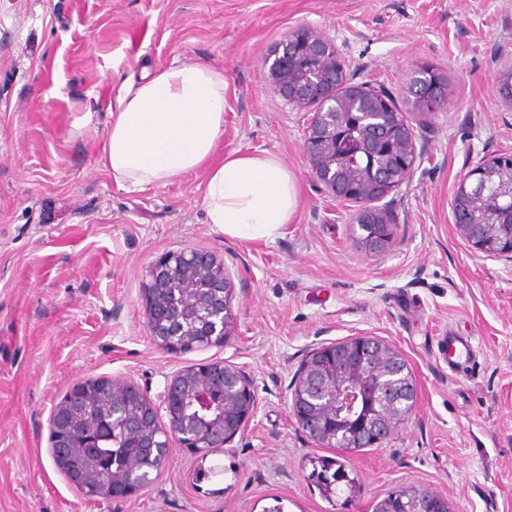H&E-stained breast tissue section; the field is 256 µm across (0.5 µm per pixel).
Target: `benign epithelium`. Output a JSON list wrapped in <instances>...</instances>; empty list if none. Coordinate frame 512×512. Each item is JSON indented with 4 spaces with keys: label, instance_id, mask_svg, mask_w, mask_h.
<instances>
[{
    "label": "benign epithelium",
    "instance_id": "1",
    "mask_svg": "<svg viewBox=\"0 0 512 512\" xmlns=\"http://www.w3.org/2000/svg\"><path fill=\"white\" fill-rule=\"evenodd\" d=\"M274 90L288 104L316 108L304 137L313 180L339 202L358 206L354 223L366 248L390 241L393 221L372 203L409 181L420 157L411 116L379 88L354 83L325 35L309 28L288 34L264 59ZM418 114L433 112L447 97L443 77L423 65L407 80ZM457 233L488 257L512 261V152L483 158L459 180L451 201ZM234 286L224 261L206 249L162 255L142 289L149 336L180 355L227 343L235 323ZM289 411L298 426L325 448L380 445L412 415L416 386L403 357L386 342L360 335L313 349L288 386ZM194 398L208 416L192 418ZM257 410L249 373L222 361L185 367L167 381L159 401L120 378L75 383L54 405L49 444L59 470L83 494L124 501L148 488L167 463L172 443L206 454L231 443ZM121 435L134 449L124 470L89 487L71 466L80 448ZM398 507L381 512H441L445 497L404 487Z\"/></svg>",
    "mask_w": 512,
    "mask_h": 512
}]
</instances>
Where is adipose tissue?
I'll return each instance as SVG.
<instances>
[{"mask_svg": "<svg viewBox=\"0 0 512 512\" xmlns=\"http://www.w3.org/2000/svg\"><path fill=\"white\" fill-rule=\"evenodd\" d=\"M101 162L122 187L173 181L206 169V223L225 235L270 238L299 204L297 180L277 155L212 154L224 136V75L199 63L160 67L119 90Z\"/></svg>", "mask_w": 512, "mask_h": 512, "instance_id": "1", "label": "adipose tissue"}]
</instances>
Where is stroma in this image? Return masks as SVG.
I'll return each instance as SVG.
<instances>
[{"instance_id": "35a3bbf8", "label": "stroma", "mask_w": 512, "mask_h": 512, "mask_svg": "<svg viewBox=\"0 0 512 512\" xmlns=\"http://www.w3.org/2000/svg\"><path fill=\"white\" fill-rule=\"evenodd\" d=\"M328 36L353 81L385 86L411 113L421 154L383 200L387 248L357 241L356 206L311 178L312 109L275 92L264 55L291 31ZM201 63L224 73L228 152L278 155L298 181L291 222L271 239L204 223L203 173L123 188L100 161L108 107L143 68ZM435 68L446 103L417 114L410 70ZM512 0H0V512H374L401 487L444 494L450 512H512V262L453 226L460 175L512 151ZM223 259L236 322L223 346L173 355L150 339L141 293L164 253ZM476 367L448 368L445 335ZM378 337L408 363L415 412L383 444L342 452L310 439L287 387L308 353ZM226 361L255 382L257 411L221 451L172 447L127 501L84 496L49 448L53 406L75 383L116 377L158 399L177 370ZM337 459L360 488L326 499L309 474Z\"/></svg>"}]
</instances>
